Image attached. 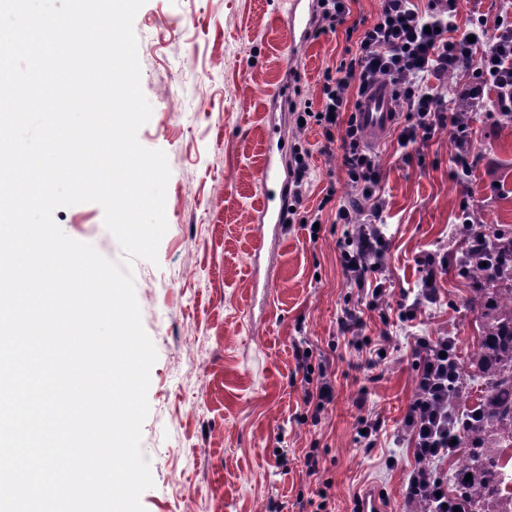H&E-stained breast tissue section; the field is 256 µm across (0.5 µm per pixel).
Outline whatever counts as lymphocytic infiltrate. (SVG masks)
Listing matches in <instances>:
<instances>
[{
  "instance_id": "lymphocytic-infiltrate-1",
  "label": "lymphocytic infiltrate",
  "mask_w": 512,
  "mask_h": 512,
  "mask_svg": "<svg viewBox=\"0 0 512 512\" xmlns=\"http://www.w3.org/2000/svg\"><path fill=\"white\" fill-rule=\"evenodd\" d=\"M376 18L360 33L352 58L336 72H325L319 106L294 105L298 119L317 125L326 144H339L342 170L353 195L339 203L336 223L345 225L340 242L342 266L349 284L357 288L359 304L346 309L338 320L341 333H351L363 323L364 312L376 313L383 325L382 343H390V308L384 282L373 283L369 274H383L388 243L381 231L386 200L381 190V170L375 153L365 144L354 118L353 96L374 86H390L406 107L399 131L406 146L428 140L439 128L448 129L460 147L454 164L461 172L472 167L463 113L493 107L512 113V0H501L494 27L484 19L471 30L459 28V0L420 7L418 0H379ZM470 72L455 103L445 98V81L459 68ZM496 96L486 100V88ZM421 287L413 301H398V319L414 320L420 307L435 303L445 258L428 254L420 261ZM417 391L402 419V431L413 447L414 465L408 473L405 494L421 500L426 512H454L446 496L448 479L440 470L453 451L457 434L455 412L448 402L449 373L458 352L447 336L415 340Z\"/></svg>"
}]
</instances>
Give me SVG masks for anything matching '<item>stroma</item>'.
Masks as SVG:
<instances>
[{"label": "stroma", "instance_id": "obj_1", "mask_svg": "<svg viewBox=\"0 0 512 512\" xmlns=\"http://www.w3.org/2000/svg\"><path fill=\"white\" fill-rule=\"evenodd\" d=\"M287 10V0H146L134 19L141 88L152 106L138 141L165 152L171 169L158 260L133 263L142 325L157 352L141 440L154 482L140 497L145 512H316L323 491L328 512H353L368 488L386 512H410L404 485L414 459L400 425L416 390L413 339L448 334L466 365L482 323L461 274V201L487 231L512 232V118L491 110L470 117L475 162L462 181L447 130L407 159L389 133L378 160L391 301L416 294L423 254L446 248L448 265L439 301L398 323L389 358L366 370L360 344L378 339V316H366L354 339L337 324L357 301L340 261L345 227L334 221L337 201L351 196L342 152L322 150L320 128L298 127L290 105L319 101L324 72L348 60L355 24L373 21L379 0H352L343 24L308 31L293 56ZM273 133L284 146L282 179L300 150L311 151L302 208L321 211L318 233L297 222L258 223L266 199L255 173ZM103 218L92 202L54 212L67 236L122 263ZM301 342L314 350L312 368L326 358L336 372V398L318 414L305 403L294 355ZM361 397L385 420L370 450L356 441ZM310 452L320 460L313 476Z\"/></svg>", "mask_w": 512, "mask_h": 512}]
</instances>
